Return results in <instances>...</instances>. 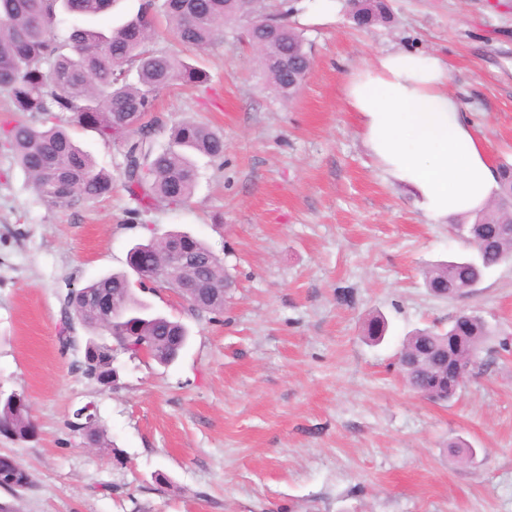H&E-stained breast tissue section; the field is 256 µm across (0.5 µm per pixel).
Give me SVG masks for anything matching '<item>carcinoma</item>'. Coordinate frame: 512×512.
I'll use <instances>...</instances> for the list:
<instances>
[{
  "mask_svg": "<svg viewBox=\"0 0 512 512\" xmlns=\"http://www.w3.org/2000/svg\"><path fill=\"white\" fill-rule=\"evenodd\" d=\"M112 0H0V92L16 114L0 145L8 149L33 183L36 195L46 204L76 208L112 195V173L97 167L89 154L70 136L66 124L91 128L105 141L124 136L122 127L129 112L151 113L161 92L173 84L201 86L208 76L202 69L176 55L157 49L159 18H165L184 45L203 49L224 27L233 26L239 38L262 55L269 82L283 96L288 88V70H308L311 51L303 35L288 26V11L274 12L262 0H141L134 16L107 30L92 20L103 14ZM357 24L385 19L383 0H352ZM76 20L69 35L56 33L59 15ZM48 68H43V65ZM161 127L152 120L124 146L120 178L135 214L157 205L180 207L192 197L199 180L194 157L203 155L224 162V135L209 126L182 121L169 135L166 148L153 149ZM497 189L492 206L464 225L463 237L480 240L478 256L452 260L423 270L426 287L438 296L457 297L472 290L499 263L512 258V164L497 167ZM188 246L207 260L203 277L214 288L227 281L218 258L199 239L183 234ZM157 250L158 264L147 263V280L162 284L160 264L164 257L159 243L150 239L132 247ZM129 280L116 272L74 288L64 297L66 325L59 336L62 346L74 344L72 321L78 320L96 335L109 333L117 348L101 344L84 350L82 374L96 384L112 387L113 351L138 356L147 347L149 356L161 364L173 362L181 348L176 337L186 328L161 315L130 318L123 324L104 320L97 303L100 296H127ZM386 330L382 317L365 323V336L379 340ZM489 336L485 319L475 310H463L446 329H423L409 336L401 353L417 358V367L407 382L424 399L446 404L476 372L484 370L477 353ZM73 412L70 426L87 443L107 447L104 430L96 415ZM0 434L25 442L35 434L27 404L7 396L0 400ZM12 480L0 486L15 492L29 487L28 470L14 457L0 456V474Z\"/></svg>",
  "mask_w": 512,
  "mask_h": 512,
  "instance_id": "cac0c4a2",
  "label": "carcinoma"
}]
</instances>
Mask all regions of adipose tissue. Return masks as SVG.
<instances>
[{"label":"adipose tissue","mask_w":512,"mask_h":512,"mask_svg":"<svg viewBox=\"0 0 512 512\" xmlns=\"http://www.w3.org/2000/svg\"><path fill=\"white\" fill-rule=\"evenodd\" d=\"M449 69L435 51L386 50L348 70L341 85L377 164L435 220L474 215L497 186L471 119L448 90Z\"/></svg>","instance_id":"adipose-tissue-1"}]
</instances>
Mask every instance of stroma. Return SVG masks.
Here are the masks:
<instances>
[{
    "label": "stroma",
    "instance_id": "stroma-1",
    "mask_svg": "<svg viewBox=\"0 0 512 512\" xmlns=\"http://www.w3.org/2000/svg\"><path fill=\"white\" fill-rule=\"evenodd\" d=\"M386 3V21L360 27L348 0L324 25L301 24L308 0H288L313 57L288 99L232 36L203 51L168 42L210 82L161 94L155 148L182 120L224 135L223 163L197 156L186 206L130 215L117 181L109 197L51 207L0 148V390L25 394L35 426L25 442L0 435V455L32 479L1 501L20 512H512V261L469 294L431 295L423 270L469 248L376 165L341 99L344 73L379 51L441 52L493 162L511 161L512 0ZM71 134L118 173L121 142ZM177 231L204 241L231 280L223 315H194L173 289L131 275L188 343L168 365L118 354L116 384H93L80 371L90 330L74 324L69 349L58 341L64 296ZM465 308L493 330L484 372L448 404L415 396L397 364L405 339ZM374 315L388 323L376 345L363 335ZM88 403L109 449L70 427Z\"/></svg>",
    "mask_w": 512,
    "mask_h": 512
}]
</instances>
